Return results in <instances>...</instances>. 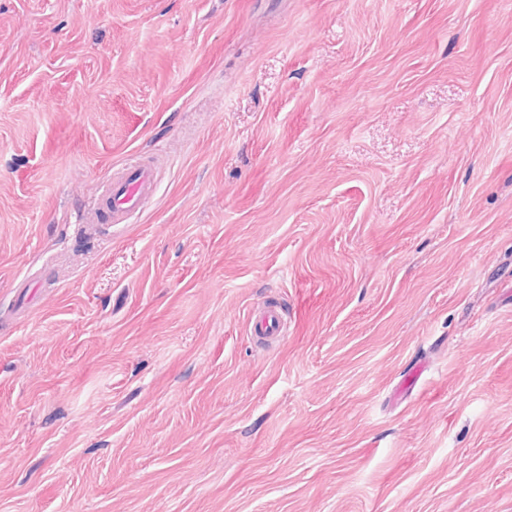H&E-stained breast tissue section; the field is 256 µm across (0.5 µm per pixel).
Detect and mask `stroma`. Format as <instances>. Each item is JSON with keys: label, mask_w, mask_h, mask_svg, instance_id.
Here are the masks:
<instances>
[{"label": "stroma", "mask_w": 512, "mask_h": 512, "mask_svg": "<svg viewBox=\"0 0 512 512\" xmlns=\"http://www.w3.org/2000/svg\"><path fill=\"white\" fill-rule=\"evenodd\" d=\"M0 512H512V0H0ZM158 182L156 168L142 156L126 163L120 177L110 179L104 203L94 213V224H124L128 217L140 211L153 195ZM257 336L274 339L281 334L280 315L277 308L271 306L264 310L253 323Z\"/></svg>", "instance_id": "obj_1"}]
</instances>
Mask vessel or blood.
<instances>
[{
  "label": "vessel or blood",
  "instance_id": "1",
  "mask_svg": "<svg viewBox=\"0 0 512 512\" xmlns=\"http://www.w3.org/2000/svg\"><path fill=\"white\" fill-rule=\"evenodd\" d=\"M158 182L156 168L144 158L126 163L120 177L111 179L105 190L104 203L94 211L98 224L120 225L141 210L145 200L153 195ZM256 335L273 339L280 335V315L277 308L264 310L253 323Z\"/></svg>",
  "mask_w": 512,
  "mask_h": 512
}]
</instances>
